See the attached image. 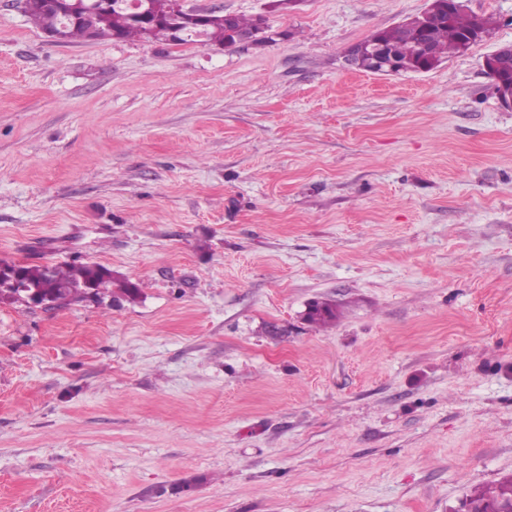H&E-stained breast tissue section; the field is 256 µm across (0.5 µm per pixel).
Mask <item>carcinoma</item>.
I'll return each mask as SVG.
<instances>
[{
  "label": "carcinoma",
  "instance_id": "obj_1",
  "mask_svg": "<svg viewBox=\"0 0 512 512\" xmlns=\"http://www.w3.org/2000/svg\"><path fill=\"white\" fill-rule=\"evenodd\" d=\"M135 0H110V9L105 13L98 12L96 0H82L81 8L85 12L97 13L93 30H88L84 22L72 18L68 12H61L48 7H33L25 11L27 17L44 31L64 29L66 41L76 39L99 40L111 39L124 41L138 38L145 41H172L170 27L166 21L169 0H149L150 12L157 18V23L150 33L144 27L131 20L132 4ZM258 16L245 18L218 14L203 27L191 25L183 27L182 42L203 41L218 44L233 43L230 32L248 31L256 25ZM418 17L413 16L402 23L380 29L361 41L365 46L385 42L400 62L402 70L408 72L416 68L420 57L416 55L419 41ZM493 21L489 17L469 15L464 12V5L458 4L453 11H448V4L439 5L434 15L427 40L434 58L445 60L452 53L461 51L462 41L475 30L490 33ZM18 275L22 282L31 288H41L51 295L57 306H66L82 300L83 295L93 294L98 302L111 298L115 303L120 299H133L138 294V285L128 278H118L112 270L99 264H63L53 263L50 270L41 264H27L21 267ZM338 311L336 305L329 301L312 302L305 313V320L314 326H326L336 321ZM469 502L476 512H487L493 508L498 512H508L512 508V476L505 479L496 490L481 489L475 491Z\"/></svg>",
  "mask_w": 512,
  "mask_h": 512
}]
</instances>
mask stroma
<instances>
[{
	"label": "stroma",
	"mask_w": 512,
	"mask_h": 512,
	"mask_svg": "<svg viewBox=\"0 0 512 512\" xmlns=\"http://www.w3.org/2000/svg\"><path fill=\"white\" fill-rule=\"evenodd\" d=\"M463 3L489 37L383 76L349 49L427 0H184L267 17L228 48L0 0V260L139 287L0 304V512H463L512 476V0ZM110 9L105 13H97V19L90 33L84 22L72 18L68 12H60L48 7H33L25 10L27 17L44 32L64 28L62 31L46 33L57 42H69L76 39L99 40L111 39L124 41L138 38L145 41L161 40L172 42L170 27L166 21L170 0H149L150 12L157 23L152 27L149 36L139 23L131 20L133 2L137 0H109ZM337 318L336 305L329 301H314L305 313V320L309 324L320 327L332 324Z\"/></svg>",
	"instance_id": "1"
}]
</instances>
